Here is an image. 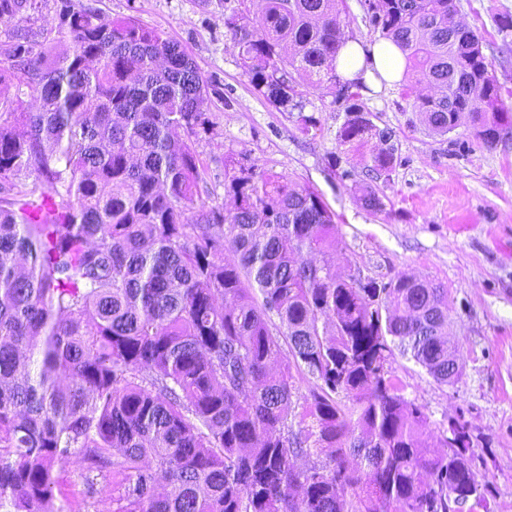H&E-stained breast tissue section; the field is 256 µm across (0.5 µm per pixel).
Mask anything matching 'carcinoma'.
Listing matches in <instances>:
<instances>
[{
	"instance_id": "obj_1",
	"label": "carcinoma",
	"mask_w": 512,
	"mask_h": 512,
	"mask_svg": "<svg viewBox=\"0 0 512 512\" xmlns=\"http://www.w3.org/2000/svg\"><path fill=\"white\" fill-rule=\"evenodd\" d=\"M264 4L224 16L254 89L280 112L303 111V83L332 91L349 113L339 144L378 139L364 168L391 171L362 85L336 71L345 0ZM37 9L0 0L1 18ZM363 10L404 55L401 94L432 132L512 136L455 0ZM0 55V512H60L74 458L85 497L112 482V512L486 508L470 435L429 442L427 415L387 375L400 347L435 380L461 378L447 288L347 281L308 259L336 250V214L255 163L224 164L232 207H206L192 136L208 83L136 17L58 0L40 38L16 34ZM298 372L314 386L295 430ZM313 449L327 462L298 467Z\"/></svg>"
}]
</instances>
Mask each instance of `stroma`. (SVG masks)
I'll use <instances>...</instances> for the list:
<instances>
[{
  "label": "stroma",
  "instance_id": "1",
  "mask_svg": "<svg viewBox=\"0 0 512 512\" xmlns=\"http://www.w3.org/2000/svg\"><path fill=\"white\" fill-rule=\"evenodd\" d=\"M109 17L132 15L179 41L210 88L202 106L209 119L195 139L206 168L207 206L225 207L224 160L245 157L294 183L317 190L336 214L338 272L363 278L397 275L445 284L452 303L448 338L463 376L437 382L409 354L395 351L388 374L428 416V432L448 429L463 416L484 459L480 478L493 494L488 512H512V139L485 146L467 127L437 135L401 95L400 88L361 91L358 104L377 129L389 132L395 163L389 176L369 180L358 150L340 145L344 102L327 91H304L305 108L281 112L252 87L241 68L224 15L262 0H74ZM458 18L480 37L482 51L512 112V0H456ZM317 120L310 133L302 116ZM371 186L384 211L367 210Z\"/></svg>",
  "mask_w": 512,
  "mask_h": 512
}]
</instances>
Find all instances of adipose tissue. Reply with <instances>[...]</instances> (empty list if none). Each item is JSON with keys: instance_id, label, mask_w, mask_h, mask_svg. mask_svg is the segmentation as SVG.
Instances as JSON below:
<instances>
[{"instance_id": "1", "label": "adipose tissue", "mask_w": 512, "mask_h": 512, "mask_svg": "<svg viewBox=\"0 0 512 512\" xmlns=\"http://www.w3.org/2000/svg\"><path fill=\"white\" fill-rule=\"evenodd\" d=\"M337 66L347 79H362L377 92L399 83L405 60L401 51L388 40L380 39L366 46L350 41L340 51Z\"/></svg>"}]
</instances>
